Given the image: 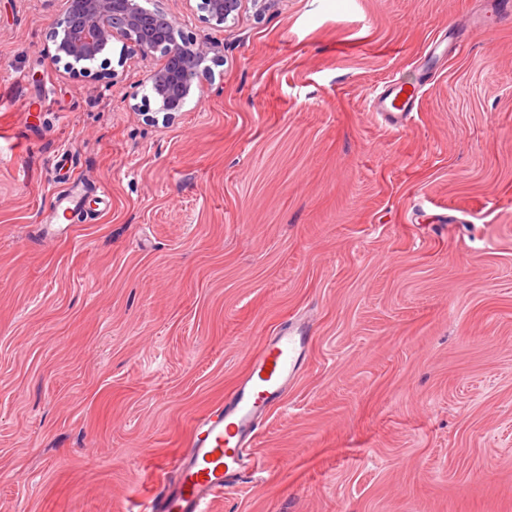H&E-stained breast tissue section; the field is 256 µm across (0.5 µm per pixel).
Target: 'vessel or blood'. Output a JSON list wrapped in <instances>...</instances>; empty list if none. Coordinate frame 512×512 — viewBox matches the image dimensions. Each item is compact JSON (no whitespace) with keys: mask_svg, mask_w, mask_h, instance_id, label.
Returning <instances> with one entry per match:
<instances>
[{"mask_svg":"<svg viewBox=\"0 0 512 512\" xmlns=\"http://www.w3.org/2000/svg\"><path fill=\"white\" fill-rule=\"evenodd\" d=\"M418 101L417 86L395 81L373 97L371 108L385 126L399 129ZM310 346L309 327L301 322L285 323L265 339L223 404L194 421L186 452L150 499L148 512H210L224 489L260 471L252 445L262 419L299 376Z\"/></svg>","mask_w":512,"mask_h":512,"instance_id":"obj_1","label":"vessel or blood"}]
</instances>
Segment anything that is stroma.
Returning a JSON list of instances; mask_svg holds the SVG:
<instances>
[{
    "label": "stroma",
    "mask_w": 512,
    "mask_h": 512,
    "mask_svg": "<svg viewBox=\"0 0 512 512\" xmlns=\"http://www.w3.org/2000/svg\"><path fill=\"white\" fill-rule=\"evenodd\" d=\"M480 4L280 0L218 26L148 0L224 48L163 124L139 54L74 77L47 53L64 0H0V512H140L303 314L266 472L211 512H512V17L438 61L405 129L367 108Z\"/></svg>",
    "instance_id": "stroma-1"
}]
</instances>
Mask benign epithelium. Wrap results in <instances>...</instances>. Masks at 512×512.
<instances>
[{
    "instance_id": "obj_1",
    "label": "benign epithelium",
    "mask_w": 512,
    "mask_h": 512,
    "mask_svg": "<svg viewBox=\"0 0 512 512\" xmlns=\"http://www.w3.org/2000/svg\"><path fill=\"white\" fill-rule=\"evenodd\" d=\"M247 2L261 15L277 0H199L197 8L222 25L236 20ZM115 40L132 45L144 59L161 54L162 63L144 80L156 102L155 110L146 113L153 122H172L189 100L202 98L219 58V46L189 38L172 16L144 7L142 0H65L48 54L66 61L75 77L98 78L92 65Z\"/></svg>"
}]
</instances>
